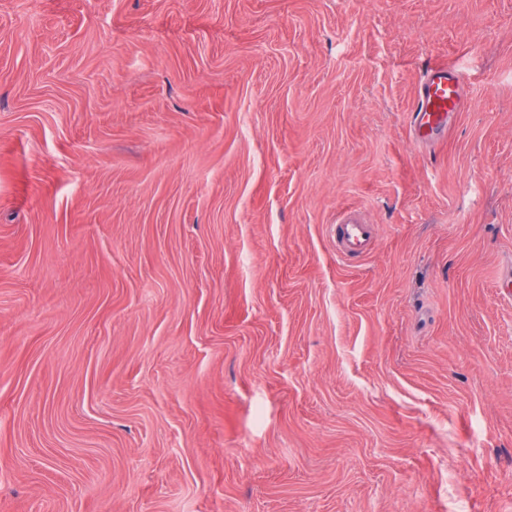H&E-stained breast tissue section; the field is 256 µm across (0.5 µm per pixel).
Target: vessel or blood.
Here are the masks:
<instances>
[{
	"instance_id": "b4317fda",
	"label": "vessel or blood",
	"mask_w": 512,
	"mask_h": 512,
	"mask_svg": "<svg viewBox=\"0 0 512 512\" xmlns=\"http://www.w3.org/2000/svg\"><path fill=\"white\" fill-rule=\"evenodd\" d=\"M465 107L463 75L451 62H434L425 68L411 111L410 132L422 147L431 148L448 138L459 112ZM338 258L355 261L367 256L375 241L373 225L364 223L353 209L345 210L332 228Z\"/></svg>"
}]
</instances>
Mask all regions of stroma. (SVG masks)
Returning <instances> with one entry per match:
<instances>
[{
	"mask_svg": "<svg viewBox=\"0 0 512 512\" xmlns=\"http://www.w3.org/2000/svg\"><path fill=\"white\" fill-rule=\"evenodd\" d=\"M508 269L512 0H0V512H512ZM465 107L463 75L451 62L427 65L415 94L410 132L424 148H431L448 138L459 112ZM354 209H346L332 228V242L336 256L344 261H355L373 249L375 229L373 224H364Z\"/></svg>",
	"mask_w": 512,
	"mask_h": 512,
	"instance_id": "35a3bbf8",
	"label": "stroma"
}]
</instances>
